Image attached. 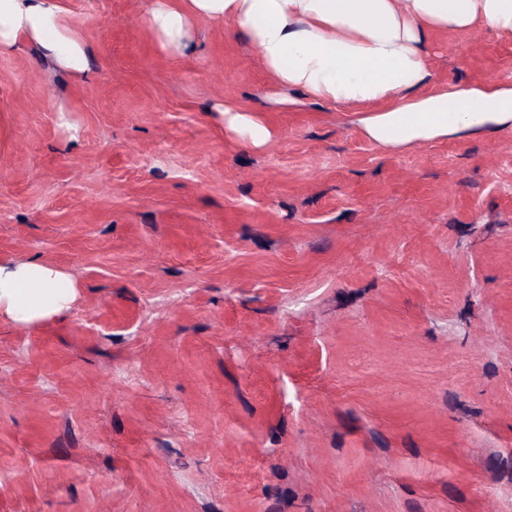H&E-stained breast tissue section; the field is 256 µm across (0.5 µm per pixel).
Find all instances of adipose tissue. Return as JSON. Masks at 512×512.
<instances>
[{
	"mask_svg": "<svg viewBox=\"0 0 512 512\" xmlns=\"http://www.w3.org/2000/svg\"><path fill=\"white\" fill-rule=\"evenodd\" d=\"M238 22L282 88L359 107L364 134L388 148L512 126V86L484 83L424 93L435 30L488 28L512 35V0H155L145 19L162 50L183 53L194 19ZM37 46L72 73L88 66L63 0H0V51ZM75 287L37 262L0 263V312L31 323L63 312Z\"/></svg>",
	"mask_w": 512,
	"mask_h": 512,
	"instance_id": "1",
	"label": "adipose tissue"
}]
</instances>
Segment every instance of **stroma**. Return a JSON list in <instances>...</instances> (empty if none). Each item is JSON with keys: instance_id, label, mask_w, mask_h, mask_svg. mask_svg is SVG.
I'll list each match as a JSON object with an SVG mask.
<instances>
[{"instance_id": "obj_1", "label": "stroma", "mask_w": 512, "mask_h": 512, "mask_svg": "<svg viewBox=\"0 0 512 512\" xmlns=\"http://www.w3.org/2000/svg\"><path fill=\"white\" fill-rule=\"evenodd\" d=\"M154 2L64 0L83 75L0 53V261L77 292L0 315V512H512V127L384 148ZM428 50L512 85L511 36ZM247 112L253 111L243 110L231 103L224 104L221 111L224 125L242 133L253 146L261 147L270 140L271 131L260 116Z\"/></svg>"}]
</instances>
